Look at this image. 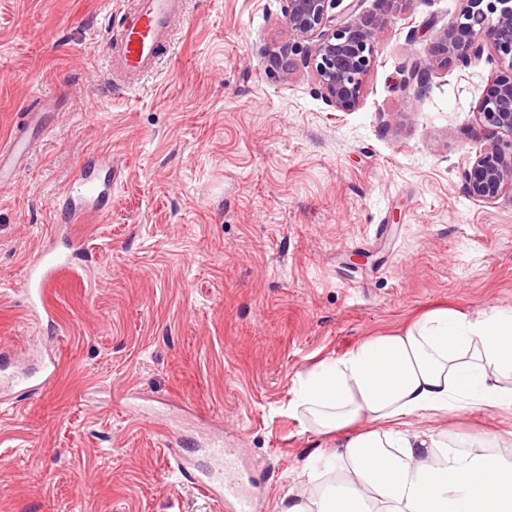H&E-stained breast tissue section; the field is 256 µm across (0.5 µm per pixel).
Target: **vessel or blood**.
Here are the masks:
<instances>
[{"mask_svg": "<svg viewBox=\"0 0 512 512\" xmlns=\"http://www.w3.org/2000/svg\"><path fill=\"white\" fill-rule=\"evenodd\" d=\"M182 6L183 0H135L133 9L123 21L119 37L108 46L109 79L114 85L135 87L142 75L156 68L169 41L171 27L182 16ZM38 134V128H26L23 133L12 136L7 146L0 148V176L16 174L27 161L30 145ZM111 169V157L101 156L92 168L81 169L74 176L61 203V223H71L106 206L112 191V180L107 176ZM71 260L70 254H57L43 246L27 263L20 293L30 317L47 313L46 290ZM56 371L57 364L51 361L44 364L37 377H15L12 381L15 396L45 390ZM206 454L212 463L201 479L206 490L226 512H254L253 498L258 489L240 482V460L235 451L225 447L222 439L215 438L208 443Z\"/></svg>", "mask_w": 512, "mask_h": 512, "instance_id": "b4317fda", "label": "vessel or blood"}]
</instances>
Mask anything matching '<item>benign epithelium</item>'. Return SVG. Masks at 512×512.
Segmentation results:
<instances>
[{
    "instance_id": "7a95c632",
    "label": "benign epithelium",
    "mask_w": 512,
    "mask_h": 512,
    "mask_svg": "<svg viewBox=\"0 0 512 512\" xmlns=\"http://www.w3.org/2000/svg\"><path fill=\"white\" fill-rule=\"evenodd\" d=\"M286 38L274 55L284 72L302 64L312 70L320 94L338 112H352L373 68L381 27L357 14L360 0H285ZM457 21L436 36L433 62L468 64L490 45L498 63L512 71V0H461ZM431 66H414L404 87L414 97L426 90ZM493 141L460 169L467 195L493 203L512 193V78L500 81L477 109Z\"/></svg>"
}]
</instances>
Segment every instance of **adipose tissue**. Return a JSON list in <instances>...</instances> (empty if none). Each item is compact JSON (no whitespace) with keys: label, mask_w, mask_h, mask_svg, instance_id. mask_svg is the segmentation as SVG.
<instances>
[{"label":"adipose tissue","mask_w":512,"mask_h":512,"mask_svg":"<svg viewBox=\"0 0 512 512\" xmlns=\"http://www.w3.org/2000/svg\"><path fill=\"white\" fill-rule=\"evenodd\" d=\"M292 410L332 443L278 512H512L507 435L449 437L441 422L512 416V310L437 309L297 373Z\"/></svg>","instance_id":"1"}]
</instances>
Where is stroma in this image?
<instances>
[{
	"label": "stroma",
	"mask_w": 512,
	"mask_h": 512,
	"mask_svg": "<svg viewBox=\"0 0 512 512\" xmlns=\"http://www.w3.org/2000/svg\"><path fill=\"white\" fill-rule=\"evenodd\" d=\"M133 0H0V141L40 100L47 131L0 183V359L47 391L0 404V512H221L180 480L185 438L221 436L278 498L328 443L293 414L294 380L432 308H512V198L472 200L459 164L490 138L476 108L507 71L428 64L461 0H361L382 30L355 111L268 55L284 0H185L173 46L114 90L107 45ZM112 158L110 205L71 230L83 256L28 319L24 269L73 174ZM430 69L431 64L426 66L419 64L410 70L404 80V87L409 94L414 97L422 95L428 85Z\"/></svg>",
	"instance_id": "stroma-1"
}]
</instances>
